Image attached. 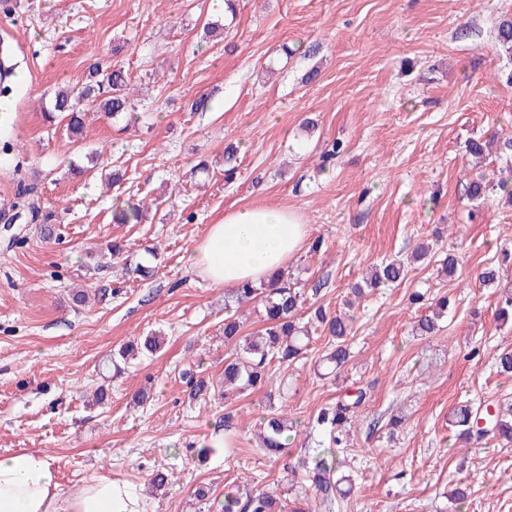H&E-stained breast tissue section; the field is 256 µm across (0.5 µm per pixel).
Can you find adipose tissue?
<instances>
[{
	"instance_id": "adipose-tissue-1",
	"label": "adipose tissue",
	"mask_w": 512,
	"mask_h": 512,
	"mask_svg": "<svg viewBox=\"0 0 512 512\" xmlns=\"http://www.w3.org/2000/svg\"><path fill=\"white\" fill-rule=\"evenodd\" d=\"M309 226L288 206L244 207L209 225L187 263L212 285L268 283L306 246ZM0 512H144L141 492L108 476L62 487L49 458L0 457Z\"/></svg>"
}]
</instances>
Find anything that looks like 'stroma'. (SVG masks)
I'll return each mask as SVG.
<instances>
[{
    "label": "stroma",
    "instance_id": "obj_1",
    "mask_svg": "<svg viewBox=\"0 0 512 512\" xmlns=\"http://www.w3.org/2000/svg\"><path fill=\"white\" fill-rule=\"evenodd\" d=\"M506 15L512 0H237L233 22L208 39L220 0H0V47L16 65L0 82L12 103L0 112V456L41 453L65 487L125 481L142 489L146 512H208L198 486L220 502L246 480L324 512L306 480L282 482L281 463L256 446L257 425L271 408L300 421L289 447L299 459L322 438L311 417L360 388L365 405L336 451L351 491L333 512H512V444L467 441L448 424L467 402L512 404V377L495 367L512 348V324L496 316L512 288L502 260L512 203L469 195L474 171L492 184L512 178L499 148L512 138V53L496 43ZM116 63L143 121L93 113L75 136L45 112L90 65ZM201 96L209 110L188 111ZM472 138L496 141L482 163L466 152ZM338 141L342 153L325 160ZM231 144L240 152L228 177ZM74 165L85 175L71 176ZM113 168L124 179L105 185L99 173ZM23 187L28 209L16 205ZM119 200L143 202L145 221L113 223ZM282 205L323 241L289 264L290 278L307 308L351 311V357L322 377L327 338L315 332L272 389L224 400L225 290L186 258L226 212ZM43 224L56 226L53 238L40 237ZM423 242L431 254L399 285L354 297L371 267L409 259ZM139 264L153 276L129 275ZM495 264L498 285L484 284L481 270ZM80 290L88 300L78 305ZM417 292L423 303H410ZM444 295L441 330L416 335ZM148 336L157 350L115 371L113 354ZM187 370L211 392L192 395ZM397 415L404 422L390 429ZM158 473L167 483L156 490ZM461 480L467 497L451 504Z\"/></svg>",
    "mask_w": 512,
    "mask_h": 512
}]
</instances>
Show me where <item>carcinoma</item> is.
Returning a JSON list of instances; mask_svg holds the SVG:
<instances>
[{"instance_id":"carcinoma-1","label":"carcinoma","mask_w":512,"mask_h":512,"mask_svg":"<svg viewBox=\"0 0 512 512\" xmlns=\"http://www.w3.org/2000/svg\"><path fill=\"white\" fill-rule=\"evenodd\" d=\"M496 41L505 51L512 52V18H504L498 23ZM130 86L131 78L122 65L116 64L106 71L92 65L88 70L86 85L79 91L67 88L58 90L47 112L63 115L67 130L76 136L81 135L86 106L113 119L124 114L135 116ZM113 219L118 224H139L143 219V208L130 203L118 209ZM406 276L404 264L389 261L370 274L366 285L377 289L399 283ZM256 299L263 304L265 322V328L257 333L245 336L239 318L233 315L224 318V344L232 350L224 360L226 399L269 385L274 375L272 368L298 361L312 339L311 330L300 322V311L305 302L303 293L294 287L287 274L277 273L273 276V283L264 288L245 283L229 291L225 309H231L234 304L241 308ZM447 310L448 297L436 300L431 313L418 321V335H434L440 329L439 321ZM316 318L323 332L329 336L322 361L325 369L332 374L343 368L350 358L347 344V337L351 334L350 319L344 315L329 316L321 310L316 312ZM364 399L365 393L361 390L354 395L341 397L323 407L311 422V425L323 431L327 444L311 463L301 462V468L315 495L331 504L341 494L340 481L336 479V449L346 447L351 423L357 417ZM455 417V426L460 428V434L477 437L485 434L478 427L481 415L471 405L458 408ZM488 421L493 435L507 444L512 443V418L498 413L488 417ZM297 424L299 421L281 412L262 418L260 447L264 454L276 459L288 454L289 432ZM220 512H303V508L290 506L273 493L255 492L243 485L237 493L225 495Z\"/></svg>"}]
</instances>
